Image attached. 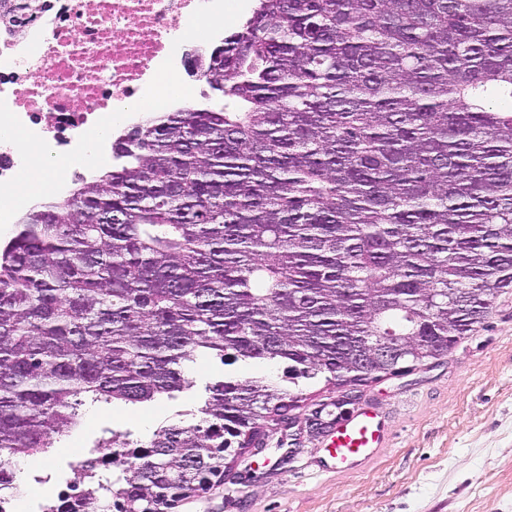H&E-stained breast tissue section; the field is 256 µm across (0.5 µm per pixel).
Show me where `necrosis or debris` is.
Listing matches in <instances>:
<instances>
[{
    "mask_svg": "<svg viewBox=\"0 0 512 512\" xmlns=\"http://www.w3.org/2000/svg\"><path fill=\"white\" fill-rule=\"evenodd\" d=\"M224 0H48L22 38L0 35V193L19 194L30 145L49 147L56 194L84 178L85 157L112 161L101 129L126 106L136 124L176 111L187 97L195 26L224 14Z\"/></svg>",
    "mask_w": 512,
    "mask_h": 512,
    "instance_id": "4bbe7bcc",
    "label": "necrosis or debris"
}]
</instances>
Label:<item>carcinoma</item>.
<instances>
[{"instance_id": "cac0c4a2", "label": "carcinoma", "mask_w": 512, "mask_h": 512, "mask_svg": "<svg viewBox=\"0 0 512 512\" xmlns=\"http://www.w3.org/2000/svg\"><path fill=\"white\" fill-rule=\"evenodd\" d=\"M45 0H0L13 35ZM232 107L129 129L116 162L0 243V462L86 403L149 405L185 368L287 364L338 388L448 355L512 289V0H258L198 56ZM199 421L116 432L42 512H145L231 468L300 394L206 386Z\"/></svg>"}]
</instances>
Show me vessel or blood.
Returning <instances> with one entry per match:
<instances>
[{"mask_svg": "<svg viewBox=\"0 0 512 512\" xmlns=\"http://www.w3.org/2000/svg\"><path fill=\"white\" fill-rule=\"evenodd\" d=\"M384 441V431L375 414L361 411L337 420L329 442L337 466L350 468L366 459Z\"/></svg>", "mask_w": 512, "mask_h": 512, "instance_id": "b4317fda", "label": "vessel or blood"}]
</instances>
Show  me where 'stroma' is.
Wrapping results in <instances>:
<instances>
[{"label":"stroma","mask_w":512,"mask_h":512,"mask_svg":"<svg viewBox=\"0 0 512 512\" xmlns=\"http://www.w3.org/2000/svg\"><path fill=\"white\" fill-rule=\"evenodd\" d=\"M282 374L275 362L200 360L186 368L192 389L176 399L95 407L50 457L30 459V469L46 476V491L26 497L21 512H36L43 497L65 490L73 456H107L98 445L105 429H127L145 442L161 425L195 423L190 409L216 378ZM300 391V408L266 436L267 450L253 465H240L233 482L182 498L171 512H512V291L447 357L350 390L319 378ZM363 408L384 422V445L358 467H336L325 430L313 425Z\"/></svg>","instance_id":"obj_1"}]
</instances>
